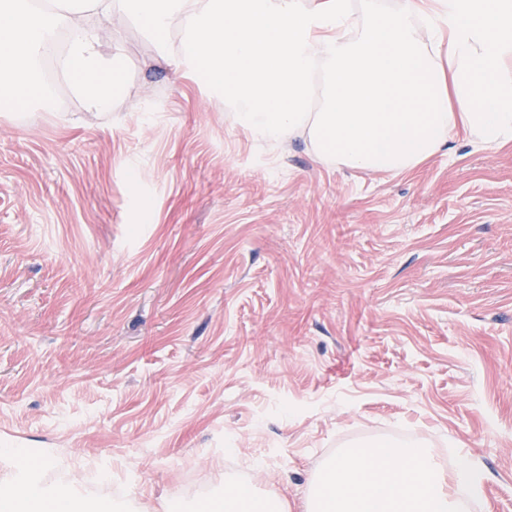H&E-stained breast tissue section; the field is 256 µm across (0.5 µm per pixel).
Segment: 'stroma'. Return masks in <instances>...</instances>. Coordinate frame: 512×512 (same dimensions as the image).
<instances>
[{
  "label": "stroma",
  "instance_id": "35a3bbf8",
  "mask_svg": "<svg viewBox=\"0 0 512 512\" xmlns=\"http://www.w3.org/2000/svg\"><path fill=\"white\" fill-rule=\"evenodd\" d=\"M125 93L0 111V448L81 493L287 499L410 440L512 512V145L394 175L258 146L134 26Z\"/></svg>",
  "mask_w": 512,
  "mask_h": 512
}]
</instances>
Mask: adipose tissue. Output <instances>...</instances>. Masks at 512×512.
Wrapping results in <instances>:
<instances>
[{"mask_svg":"<svg viewBox=\"0 0 512 512\" xmlns=\"http://www.w3.org/2000/svg\"><path fill=\"white\" fill-rule=\"evenodd\" d=\"M132 21L179 73L223 95L255 142L301 138L329 165L411 170L456 130L477 146L512 144V0H0V110L46 94L55 60L86 111H112ZM178 31L177 42L167 35ZM22 450H0V512H79L80 493L46 487ZM486 473L447 468L431 449L380 442L345 449L309 484L302 512H465ZM205 512H290L251 483L208 497Z\"/></svg>","mask_w":512,"mask_h":512,"instance_id":"1","label":"adipose tissue"}]
</instances>
